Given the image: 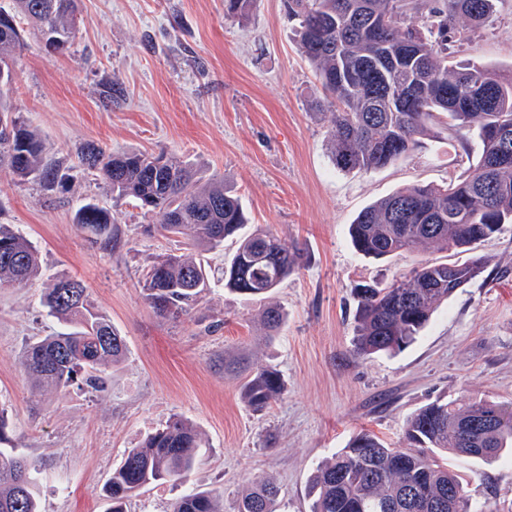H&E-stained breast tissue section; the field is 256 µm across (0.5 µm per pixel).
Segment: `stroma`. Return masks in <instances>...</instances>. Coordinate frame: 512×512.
Wrapping results in <instances>:
<instances>
[{"label": "stroma", "instance_id": "35a3bbf8", "mask_svg": "<svg viewBox=\"0 0 512 512\" xmlns=\"http://www.w3.org/2000/svg\"><path fill=\"white\" fill-rule=\"evenodd\" d=\"M294 27L284 0H251L242 17L227 14L224 0H82L66 54L46 53L24 30L13 103L41 136L44 159L59 162L64 184L48 192L0 168V224L37 246L43 274L29 287L0 285V409L10 447L41 467V512H109L113 467L174 417L199 431L200 462L186 480L143 489L127 512H169L177 497L215 488L224 512H235L259 479L280 486L282 512H309L313 474L360 431L400 443L406 418L439 398L512 407V224L479 245L483 273L442 303L405 350L354 354V286L388 283L440 254L375 261L352 248L350 224L402 187L467 175L480 146L437 126L393 165L338 171L320 109L325 94ZM448 53L458 63L512 68V0H500L492 25L471 27ZM109 80L124 89L111 109L100 96ZM90 143L179 157L202 182L223 181L240 199L245 233L270 229L299 248V269L270 299L286 314L273 342L263 338L266 301L224 288L231 238L205 254L212 286L187 316L175 323L153 312L140 280L175 244L80 164ZM86 199L114 213L113 247L90 244L74 224ZM62 274L83 283L126 341L98 392L35 385L21 366L27 347L58 328L42 298L45 281ZM241 351L281 374L284 391L264 411L247 407L241 379L224 373L225 353ZM469 468L474 499L488 512H512V455Z\"/></svg>", "mask_w": 512, "mask_h": 512}]
</instances>
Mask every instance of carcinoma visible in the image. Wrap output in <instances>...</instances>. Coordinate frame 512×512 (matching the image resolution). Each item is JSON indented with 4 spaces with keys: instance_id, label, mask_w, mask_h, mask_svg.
I'll use <instances>...</instances> for the list:
<instances>
[{
    "instance_id": "obj_1",
    "label": "carcinoma",
    "mask_w": 512,
    "mask_h": 512,
    "mask_svg": "<svg viewBox=\"0 0 512 512\" xmlns=\"http://www.w3.org/2000/svg\"><path fill=\"white\" fill-rule=\"evenodd\" d=\"M499 0H286L298 21L299 47L315 70L332 109L328 137L332 159L342 171L376 170L418 146V137L443 123L481 146L466 178L446 187L408 185L363 209L350 224L353 247L373 258L412 254L427 247L463 262L423 261L384 287L358 284L354 351L362 358L396 353L428 324L435 310L476 279L486 260L482 241L512 224V70L470 62L448 65V45L464 41L465 30L492 20ZM0 21V168L48 190L59 168L41 159L40 136L28 128L8 97L11 63L24 48L15 17L21 16L50 54L69 51L79 0H12ZM390 85L399 87L388 94ZM112 187L155 216L160 233L189 247L213 251L224 240L237 248L224 262V287L263 297L299 267L298 249L269 230L241 237L246 223L238 198L224 181L199 188L195 171L176 156L142 151L112 154L94 145L82 153ZM73 223L102 248L114 242L109 211L92 200L75 210ZM41 275L36 248L9 224H0V284L27 287ZM210 288L205 266L190 254H167L142 278L153 311L177 320ZM50 316L67 330L30 344L22 367L32 381L61 392L103 385L105 368L121 361L126 343L91 305L77 280L58 276L43 295ZM285 318L277 304L263 311L264 339ZM224 371L246 374L243 402L258 412L283 390L280 373L263 364L224 358ZM404 446L392 448L361 432L319 467L311 479L310 512H486L468 491L471 476L448 466V456L489 462L512 449V410L482 399L463 405L435 400L406 420ZM202 439L192 424L173 418L130 448L112 469L104 493L110 512L160 481H178L194 466ZM35 464L14 448L0 447V512H39L33 491ZM171 512H224L220 489L177 498ZM236 512H281L280 490L270 480L253 483Z\"/></svg>"
}]
</instances>
